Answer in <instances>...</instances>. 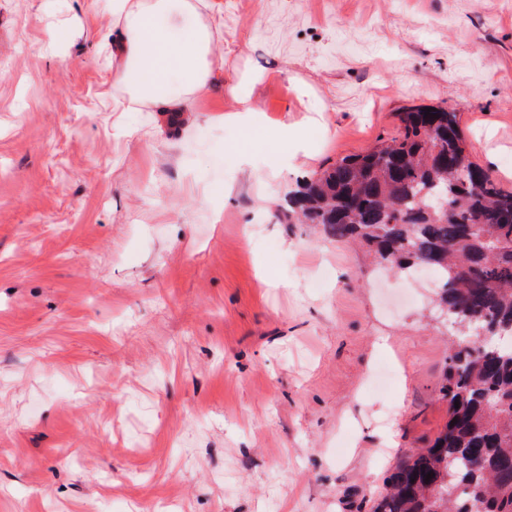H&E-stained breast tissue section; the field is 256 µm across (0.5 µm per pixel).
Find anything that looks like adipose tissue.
<instances>
[{
	"label": "adipose tissue",
	"instance_id": "ef3b65f1",
	"mask_svg": "<svg viewBox=\"0 0 512 512\" xmlns=\"http://www.w3.org/2000/svg\"><path fill=\"white\" fill-rule=\"evenodd\" d=\"M174 0H115L113 74L127 96L117 108L135 112L149 102L165 122H185L193 96L208 92L218 73L216 29L192 23Z\"/></svg>",
	"mask_w": 512,
	"mask_h": 512
}]
</instances>
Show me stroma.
Returning <instances> with one entry per match:
<instances>
[{"mask_svg": "<svg viewBox=\"0 0 512 512\" xmlns=\"http://www.w3.org/2000/svg\"><path fill=\"white\" fill-rule=\"evenodd\" d=\"M112 2L0 0V512H370L448 420L436 282L277 211L412 106L512 187V0H210L257 130L115 111Z\"/></svg>", "mask_w": 512, "mask_h": 512, "instance_id": "obj_1", "label": "stroma"}]
</instances>
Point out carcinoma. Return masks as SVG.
<instances>
[{
    "mask_svg": "<svg viewBox=\"0 0 512 512\" xmlns=\"http://www.w3.org/2000/svg\"><path fill=\"white\" fill-rule=\"evenodd\" d=\"M398 119L399 136L299 182L283 217L441 280L434 305L453 330L439 387L448 421L395 466L372 512H469L476 499L512 512V347L466 341L474 328L512 336V190L472 160L456 112L414 106Z\"/></svg>",
    "mask_w": 512,
    "mask_h": 512,
    "instance_id": "cac0c4a2",
    "label": "carcinoma"
}]
</instances>
